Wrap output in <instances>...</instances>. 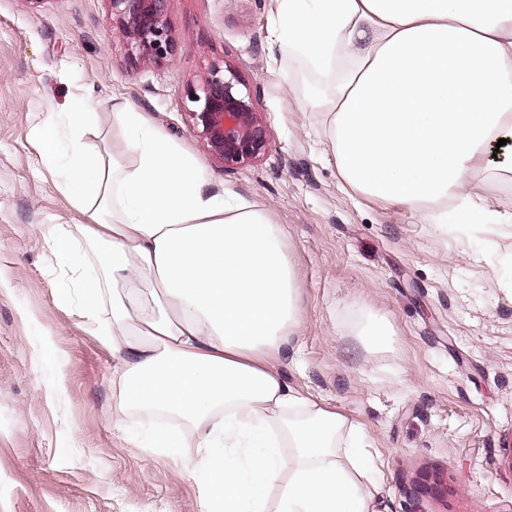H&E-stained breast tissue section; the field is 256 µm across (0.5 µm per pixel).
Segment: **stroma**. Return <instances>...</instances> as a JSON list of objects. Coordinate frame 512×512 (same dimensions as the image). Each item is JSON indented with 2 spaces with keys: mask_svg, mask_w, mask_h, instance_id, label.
Wrapping results in <instances>:
<instances>
[{
  "mask_svg": "<svg viewBox=\"0 0 512 512\" xmlns=\"http://www.w3.org/2000/svg\"><path fill=\"white\" fill-rule=\"evenodd\" d=\"M168 61L132 54L106 0H0V512H201L184 463L151 460L112 427V356L44 230L85 224L42 171L33 136L78 97L121 153L113 100L255 203L288 243L302 293L288 383L359 426L382 463L376 512H512V224L422 223L345 186L315 91L332 78L273 41L275 0H168ZM258 85L271 145L223 167L188 117L216 66ZM395 332L364 349L360 325Z\"/></svg>",
  "mask_w": 512,
  "mask_h": 512,
  "instance_id": "1",
  "label": "stroma"
}]
</instances>
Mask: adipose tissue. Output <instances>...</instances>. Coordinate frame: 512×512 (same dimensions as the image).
Returning a JSON list of instances; mask_svg holds the SVG:
<instances>
[{
	"instance_id": "1",
	"label": "adipose tissue",
	"mask_w": 512,
	"mask_h": 512,
	"mask_svg": "<svg viewBox=\"0 0 512 512\" xmlns=\"http://www.w3.org/2000/svg\"><path fill=\"white\" fill-rule=\"evenodd\" d=\"M276 39L335 74L316 97L356 194L453 226L510 224L485 158L512 136V0H277ZM131 163L91 138L90 101L42 125L34 148L90 217L45 237L110 351L112 427L205 483L202 512H374L378 468L347 419L288 385L299 288L276 225L127 103L113 106ZM108 243L98 274L78 239ZM152 422L131 425L129 416Z\"/></svg>"
}]
</instances>
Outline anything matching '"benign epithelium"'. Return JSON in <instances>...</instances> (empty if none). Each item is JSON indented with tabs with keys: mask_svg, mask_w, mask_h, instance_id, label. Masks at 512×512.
Listing matches in <instances>:
<instances>
[{
	"mask_svg": "<svg viewBox=\"0 0 512 512\" xmlns=\"http://www.w3.org/2000/svg\"><path fill=\"white\" fill-rule=\"evenodd\" d=\"M112 34L144 60L162 63L171 56L174 37L167 19V0H107ZM193 131L209 154L225 167L254 162L270 147L271 133L256 95L237 70L215 68L189 96Z\"/></svg>",
	"mask_w": 512,
	"mask_h": 512,
	"instance_id": "obj_1",
	"label": "benign epithelium"
}]
</instances>
